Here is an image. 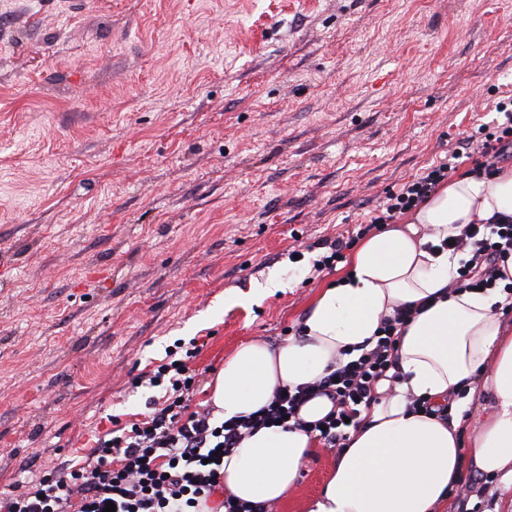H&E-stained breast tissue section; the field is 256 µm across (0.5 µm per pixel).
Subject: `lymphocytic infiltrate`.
Returning <instances> with one entry per match:
<instances>
[{
  "instance_id": "obj_1",
  "label": "lymphocytic infiltrate",
  "mask_w": 512,
  "mask_h": 512,
  "mask_svg": "<svg viewBox=\"0 0 512 512\" xmlns=\"http://www.w3.org/2000/svg\"><path fill=\"white\" fill-rule=\"evenodd\" d=\"M494 109L495 120L465 132L438 164L398 189L386 190L351 235L320 241L311 275L333 268L356 241L415 209L464 162H472L471 172L478 178L493 177L502 162H511L512 96L496 102ZM440 247L463 257L451 283L454 291L499 288L512 308V282H505L498 267L512 257V216L496 214L484 223L463 225L459 235ZM419 313L412 305L395 308L357 358L337 362L313 382L276 389L264 408L228 420L215 416L213 409L192 408L200 379L189 363L201 347L193 340L175 341L164 360L134 380L135 386L157 392L143 420L123 424L111 418L110 428L98 433L83 461L44 472L23 489L1 492L0 512H104L110 503L116 512H214L218 507L223 512H272L270 505L225 496V454L259 429L293 425L316 434L326 447H345L363 412L377 402L379 383L398 382L399 335ZM319 397L329 400L330 411L316 421L302 419V407Z\"/></svg>"
}]
</instances>
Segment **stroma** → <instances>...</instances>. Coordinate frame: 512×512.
Returning a JSON list of instances; mask_svg holds the SVG:
<instances>
[{
    "mask_svg": "<svg viewBox=\"0 0 512 512\" xmlns=\"http://www.w3.org/2000/svg\"><path fill=\"white\" fill-rule=\"evenodd\" d=\"M510 95L512 0H0V491L142 419L130 381L176 339L209 404L239 344L287 343L346 271L309 279L307 245ZM463 471L501 512L500 477Z\"/></svg>",
    "mask_w": 512,
    "mask_h": 512,
    "instance_id": "obj_1",
    "label": "stroma"
}]
</instances>
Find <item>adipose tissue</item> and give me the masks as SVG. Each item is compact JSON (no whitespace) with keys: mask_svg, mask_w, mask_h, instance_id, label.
I'll return each instance as SVG.
<instances>
[{"mask_svg":"<svg viewBox=\"0 0 512 512\" xmlns=\"http://www.w3.org/2000/svg\"><path fill=\"white\" fill-rule=\"evenodd\" d=\"M497 213L512 216V168L488 180L450 178L405 223L360 244L348 270L314 299L300 335L278 347L245 343L225 359L211 401L230 419L355 353L397 306L425 304L399 337L400 382L351 432L308 512H438L462 477L460 423L410 412L405 396L440 407L466 386L490 405L467 453L479 473L502 476L501 492L512 502V330L498 313L505 296L451 291L457 260L438 249L461 225ZM317 443L300 428L244 437L224 458L225 494L251 503L284 500Z\"/></svg>","mask_w":512,"mask_h":512,"instance_id":"1","label":"adipose tissue"}]
</instances>
